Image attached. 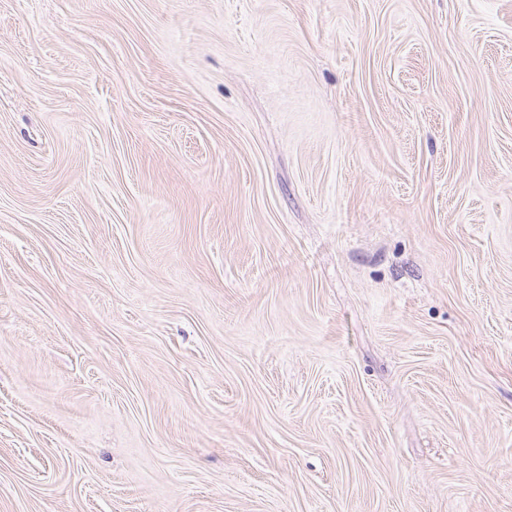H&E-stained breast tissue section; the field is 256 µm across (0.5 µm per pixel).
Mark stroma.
Here are the masks:
<instances>
[{"label": "stroma", "instance_id": "35a3bbf8", "mask_svg": "<svg viewBox=\"0 0 512 512\" xmlns=\"http://www.w3.org/2000/svg\"><path fill=\"white\" fill-rule=\"evenodd\" d=\"M0 512H512V0H0Z\"/></svg>", "mask_w": 512, "mask_h": 512}]
</instances>
